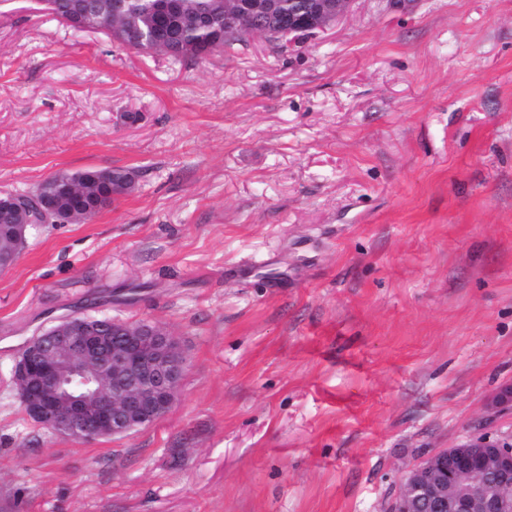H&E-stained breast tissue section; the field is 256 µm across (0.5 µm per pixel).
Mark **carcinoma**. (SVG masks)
I'll list each match as a JSON object with an SVG mask.
<instances>
[{
	"instance_id": "1",
	"label": "carcinoma",
	"mask_w": 512,
	"mask_h": 512,
	"mask_svg": "<svg viewBox=\"0 0 512 512\" xmlns=\"http://www.w3.org/2000/svg\"><path fill=\"white\" fill-rule=\"evenodd\" d=\"M46 9L77 32L74 24L77 0H42ZM157 0H134L138 24L143 31L132 29L127 22L104 14L97 30L134 50L164 45L178 61L202 60L216 51H226L245 43L253 36L252 26L238 19L212 23L209 15L224 16V0H172V11L155 12Z\"/></svg>"
}]
</instances>
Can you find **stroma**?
<instances>
[{
	"label": "stroma",
	"mask_w": 512,
	"mask_h": 512,
	"mask_svg": "<svg viewBox=\"0 0 512 512\" xmlns=\"http://www.w3.org/2000/svg\"><path fill=\"white\" fill-rule=\"evenodd\" d=\"M135 187L0 273V512H388L512 382V0H355L288 52L176 64L0 0V190ZM172 329L180 396L86 444L25 413L76 311Z\"/></svg>",
	"instance_id": "obj_1"
}]
</instances>
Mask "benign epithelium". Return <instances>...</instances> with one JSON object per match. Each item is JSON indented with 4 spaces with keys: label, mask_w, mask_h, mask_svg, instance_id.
I'll return each instance as SVG.
<instances>
[{
    "label": "benign epithelium",
    "mask_w": 512,
    "mask_h": 512,
    "mask_svg": "<svg viewBox=\"0 0 512 512\" xmlns=\"http://www.w3.org/2000/svg\"><path fill=\"white\" fill-rule=\"evenodd\" d=\"M355 0H318L305 11L288 0V27L280 41L315 35L346 14ZM280 0H225L224 13L275 19ZM109 182L106 171L47 178L33 195L0 191V210L12 211L0 266L15 265L29 229L87 221L85 198ZM188 357L162 323H105L70 316L36 337L15 361L11 381L26 414L51 433L80 442L122 437L163 418L176 404ZM487 421L512 410V384L498 388L486 406ZM512 512V435L475 433L453 448L423 458L403 475L390 512Z\"/></svg>",
    "instance_id": "benign-epithelium-1"
}]
</instances>
